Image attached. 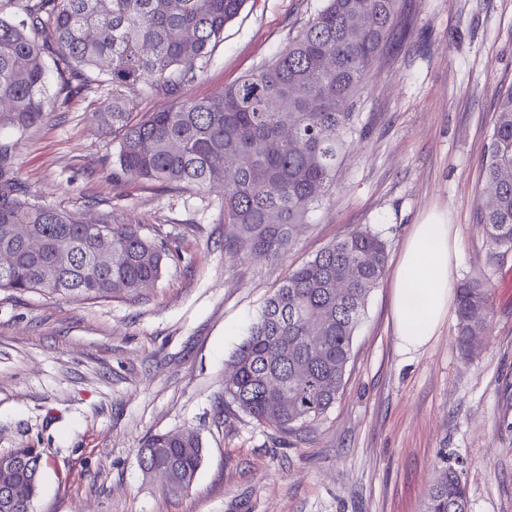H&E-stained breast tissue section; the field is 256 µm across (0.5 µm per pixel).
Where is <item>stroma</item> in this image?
Masks as SVG:
<instances>
[{
	"mask_svg": "<svg viewBox=\"0 0 512 512\" xmlns=\"http://www.w3.org/2000/svg\"><path fill=\"white\" fill-rule=\"evenodd\" d=\"M324 5L246 0L183 96H215L271 63ZM404 22L356 102L335 184L275 260L225 252L218 194L114 181L119 138L93 121L95 90L24 136L19 177L40 202L179 249L139 300L0 290V453L42 450L33 512H423L448 466L470 512H512V250L491 253L476 220L496 91L512 84V0H404ZM433 211L458 232L454 279L481 272L493 287L480 346L464 354L451 314L423 352L402 355L387 274L323 416L285 434L225 402L234 351L292 269L361 227L396 265ZM182 431L205 453L192 487L173 493L137 450Z\"/></svg>",
	"mask_w": 512,
	"mask_h": 512,
	"instance_id": "stroma-1",
	"label": "stroma"
}]
</instances>
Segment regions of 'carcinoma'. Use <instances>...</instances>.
Here are the masks:
<instances>
[{
  "instance_id": "1",
  "label": "carcinoma",
  "mask_w": 512,
  "mask_h": 512,
  "mask_svg": "<svg viewBox=\"0 0 512 512\" xmlns=\"http://www.w3.org/2000/svg\"><path fill=\"white\" fill-rule=\"evenodd\" d=\"M0 14V248L15 252L0 289L47 290L83 299L133 298L162 275L172 249L138 224H105L112 266L98 263L97 229L31 198L17 172L19 140L59 111L67 95L100 90L92 113L119 133L113 175L222 191L232 244L277 258L329 193L346 152L349 111L369 73L403 37L401 0H327L273 63L206 99L185 98L203 60L245 0H8ZM60 81L56 96L49 72ZM137 82L170 106L132 118L125 88ZM477 206L492 250H512V85L499 91ZM21 224L23 238L11 234ZM386 241L358 228L291 272L266 300L233 355L224 396L258 422L288 433L323 416L344 387L354 331L386 272ZM492 286L481 274L457 284L458 340L488 333ZM150 435L139 463L170 471L169 490L192 485L198 436ZM39 492L43 459L10 450ZM424 512H469L466 485L439 470Z\"/></svg>"
}]
</instances>
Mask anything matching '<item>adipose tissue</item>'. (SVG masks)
<instances>
[{"label":"adipose tissue","mask_w":512,"mask_h":512,"mask_svg":"<svg viewBox=\"0 0 512 512\" xmlns=\"http://www.w3.org/2000/svg\"><path fill=\"white\" fill-rule=\"evenodd\" d=\"M457 236L443 213L415 225L393 275L392 317L403 353L420 352L437 336L453 298Z\"/></svg>","instance_id":"obj_1"}]
</instances>
